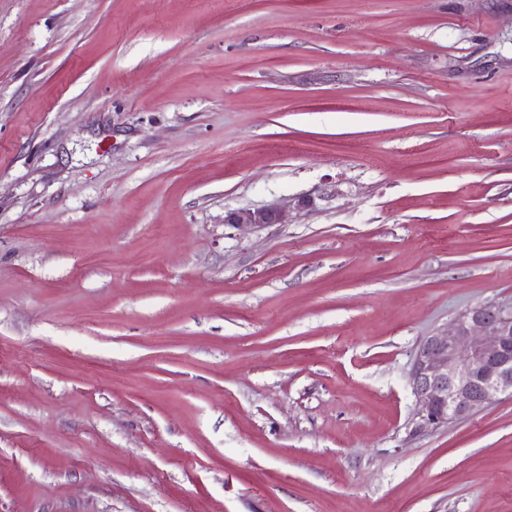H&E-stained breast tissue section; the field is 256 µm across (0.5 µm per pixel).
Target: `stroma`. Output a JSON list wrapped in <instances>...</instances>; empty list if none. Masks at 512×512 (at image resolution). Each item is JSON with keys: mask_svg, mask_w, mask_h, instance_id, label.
Masks as SVG:
<instances>
[{"mask_svg": "<svg viewBox=\"0 0 512 512\" xmlns=\"http://www.w3.org/2000/svg\"><path fill=\"white\" fill-rule=\"evenodd\" d=\"M510 301L512 0H0V512H512ZM224 221L232 225L287 224L290 222V210L275 204L253 209H237L225 213ZM409 382L422 428H438L512 397V301L478 305L426 336Z\"/></svg>", "mask_w": 512, "mask_h": 512, "instance_id": "obj_1", "label": "stroma"}]
</instances>
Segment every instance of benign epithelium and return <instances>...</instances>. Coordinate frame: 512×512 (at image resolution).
Instances as JSON below:
<instances>
[{"label": "benign epithelium", "instance_id": "benign-epithelium-1", "mask_svg": "<svg viewBox=\"0 0 512 512\" xmlns=\"http://www.w3.org/2000/svg\"><path fill=\"white\" fill-rule=\"evenodd\" d=\"M290 210L278 205L232 210L224 223L287 224ZM409 382L419 426L438 428L512 397V302L478 305L449 327L425 337L415 353Z\"/></svg>", "mask_w": 512, "mask_h": 512}]
</instances>
